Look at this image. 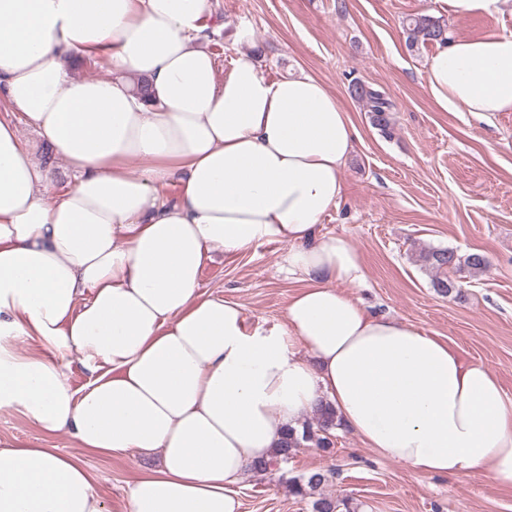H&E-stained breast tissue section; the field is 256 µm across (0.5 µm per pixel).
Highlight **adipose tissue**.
Here are the masks:
<instances>
[{
	"label": "adipose tissue",
	"instance_id": "1",
	"mask_svg": "<svg viewBox=\"0 0 512 512\" xmlns=\"http://www.w3.org/2000/svg\"><path fill=\"white\" fill-rule=\"evenodd\" d=\"M208 11L0 0V106L76 177L49 198L48 167L0 121V411L90 453L159 454L128 512H238L234 483L323 402L383 458L512 487V397L497 377L358 305L341 289L362 276L358 252L315 235L344 194L348 113L319 79L268 80L248 53L218 79ZM91 56L112 77L70 75L67 62ZM425 81L446 110L512 112V33L451 40ZM263 239L289 243L282 261L302 286L283 326L250 330L243 305L202 293L200 274L211 253ZM0 512L110 510L75 456L6 442Z\"/></svg>",
	"mask_w": 512,
	"mask_h": 512
}]
</instances>
